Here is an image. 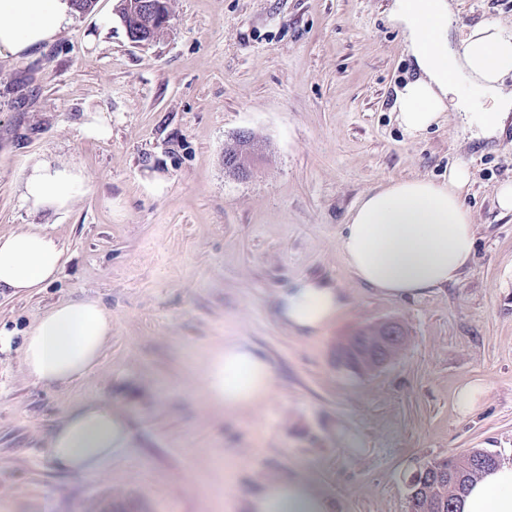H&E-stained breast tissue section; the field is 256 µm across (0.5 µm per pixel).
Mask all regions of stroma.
<instances>
[{"mask_svg":"<svg viewBox=\"0 0 512 512\" xmlns=\"http://www.w3.org/2000/svg\"><path fill=\"white\" fill-rule=\"evenodd\" d=\"M458 30L512 26V0H454ZM390 0H168L152 41L132 42L117 0H96L50 45L0 60V233L46 227L62 245L55 281L0 293V512H241L244 490L297 476L337 512H407L425 462L480 448L512 461V124L463 133L459 113L408 139L392 111L414 69ZM110 17L109 26L99 23ZM110 133L86 136L90 116ZM254 135L248 178L224 146ZM64 160L87 187L69 209L21 199L28 162ZM466 162L474 261L457 285L397 299L359 285L341 249L348 215L389 179L444 181ZM329 279L347 306L323 332L275 317L281 291ZM93 299L112 339L73 383L30 378L21 341L53 305ZM394 320L404 348L352 370L336 347L354 328ZM271 364L273 392L225 415L196 389L224 342ZM478 385L461 413L458 389ZM120 409L131 446L109 472L53 464L51 433L90 403Z\"/></svg>","mask_w":512,"mask_h":512,"instance_id":"35a3bbf8","label":"stroma"}]
</instances>
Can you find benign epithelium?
Wrapping results in <instances>:
<instances>
[{"instance_id":"benign-epithelium-1","label":"benign epithelium","mask_w":512,"mask_h":512,"mask_svg":"<svg viewBox=\"0 0 512 512\" xmlns=\"http://www.w3.org/2000/svg\"><path fill=\"white\" fill-rule=\"evenodd\" d=\"M405 335L395 321H384L356 329L345 337L337 352L338 362L348 368L357 369L367 362L370 369L388 363L404 346ZM452 458L433 460L420 466L408 482L409 501H414L419 491L427 484L439 485L448 480Z\"/></svg>"}]
</instances>
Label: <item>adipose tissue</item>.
<instances>
[{
	"label": "adipose tissue",
	"mask_w": 512,
	"mask_h": 512,
	"mask_svg": "<svg viewBox=\"0 0 512 512\" xmlns=\"http://www.w3.org/2000/svg\"><path fill=\"white\" fill-rule=\"evenodd\" d=\"M75 14L70 0H0V60L17 59L53 42ZM452 0H392L389 22L403 36L417 75L396 94L393 111L403 133L422 136L446 111L465 110L482 137L499 136L512 118V26L487 19L453 38ZM465 77L463 96L457 77ZM70 165L34 160L21 197L33 210H64L85 185ZM466 164L448 179H392L370 190L352 210L341 247L358 281L383 294L416 299L459 283L473 261L475 230L463 196ZM57 239L41 225L0 235V290L33 294L52 282L62 259ZM335 283L306 278L275 301L280 323L301 334L322 332L346 308ZM112 338V313L92 300L45 310L22 342L25 369L36 383L64 385L98 362ZM273 386L268 361L251 346L230 343L209 352L198 389L212 407L233 414L254 408ZM123 412L91 403L71 411L50 438L55 465L75 477L101 474L129 447ZM459 512H512V462L484 473L457 504ZM313 482L269 478L242 496V512H335Z\"/></svg>",
	"instance_id": "obj_1"
}]
</instances>
